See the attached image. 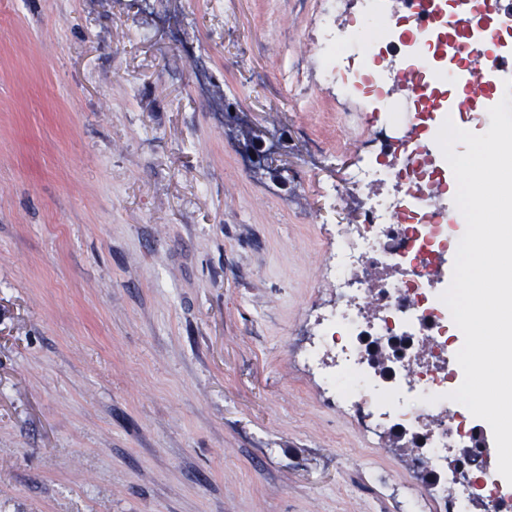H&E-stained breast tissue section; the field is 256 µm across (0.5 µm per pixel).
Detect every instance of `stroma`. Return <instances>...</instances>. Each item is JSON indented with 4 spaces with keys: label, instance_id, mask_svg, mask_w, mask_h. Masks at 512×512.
<instances>
[{
    "label": "stroma",
    "instance_id": "stroma-1",
    "mask_svg": "<svg viewBox=\"0 0 512 512\" xmlns=\"http://www.w3.org/2000/svg\"><path fill=\"white\" fill-rule=\"evenodd\" d=\"M326 5L0 0V512L432 502L299 363L366 204L323 188L382 128L322 77ZM254 137L284 144L277 195Z\"/></svg>",
    "mask_w": 512,
    "mask_h": 512
}]
</instances>
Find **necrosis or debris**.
Returning <instances> with one entry per match:
<instances>
[{
	"instance_id": "necrosis-or-debris-1",
	"label": "necrosis or debris",
	"mask_w": 512,
	"mask_h": 512,
	"mask_svg": "<svg viewBox=\"0 0 512 512\" xmlns=\"http://www.w3.org/2000/svg\"><path fill=\"white\" fill-rule=\"evenodd\" d=\"M435 24L421 25L400 0H360L364 30L336 25V8L322 22L326 78L344 97L371 102L386 127H411L403 137H382L387 164L358 169L345 193L369 196L359 223L337 225L329 265L334 295L316 317L315 339L304 354L324 389L358 428L376 441L397 435L412 443L410 466L442 488L435 512H473L486 493L470 482L483 459L478 437L448 416V308L435 283L448 234L439 193L444 170L421 134L440 128L455 101L441 88L463 63L465 50L483 44L489 0H426ZM469 16L468 45L449 30V19ZM415 78L417 89L392 98L393 86ZM470 449L456 478L443 461L449 449Z\"/></svg>"
}]
</instances>
